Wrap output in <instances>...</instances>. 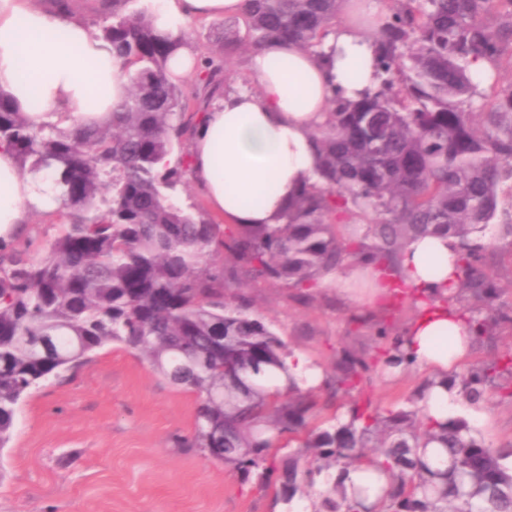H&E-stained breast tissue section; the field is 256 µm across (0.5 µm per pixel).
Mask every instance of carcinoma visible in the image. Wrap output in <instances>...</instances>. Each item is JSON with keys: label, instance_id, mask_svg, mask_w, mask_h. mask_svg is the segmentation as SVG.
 Instances as JSON below:
<instances>
[{"label": "carcinoma", "instance_id": "obj_1", "mask_svg": "<svg viewBox=\"0 0 512 512\" xmlns=\"http://www.w3.org/2000/svg\"><path fill=\"white\" fill-rule=\"evenodd\" d=\"M112 14L95 32L112 47L129 82L111 123L67 131L34 124L0 89V143L21 171L49 169L63 220L41 246L30 236L0 244V447L21 401L50 378L73 373L108 344L148 360L172 385L193 389V434L179 441L240 473L276 500L310 502V512H512V443L489 447L463 417L444 422L420 405L429 379L406 405L381 412L368 399L319 423L311 392L271 386L285 369V341L231 293L247 281L282 285L294 297L341 268L366 260L401 278L412 239L457 242V280L448 285L463 318L492 334L512 317L484 315L499 295L487 272L490 225L512 235V81L480 91L473 66L512 70V0H389L379 46L380 89L356 103L338 96L314 132L321 167L287 205L280 224H218L183 206L189 137L204 113L167 71L189 33L160 34L145 8ZM342 0H245L247 35L224 28L202 58L198 89L217 94L230 57L278 39L317 51ZM351 227L349 234L340 226ZM378 352L344 349L322 385L329 397L370 384L378 366L406 362L397 323L368 312ZM477 403L493 386L512 398V350L440 380ZM292 445L281 457L278 441ZM441 460L428 461L432 443ZM387 478L373 502L347 486L353 470Z\"/></svg>", "mask_w": 512, "mask_h": 512}]
</instances>
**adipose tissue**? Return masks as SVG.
<instances>
[{
  "mask_svg": "<svg viewBox=\"0 0 512 512\" xmlns=\"http://www.w3.org/2000/svg\"><path fill=\"white\" fill-rule=\"evenodd\" d=\"M156 29L176 36L197 19L233 16L243 0H145ZM349 19L336 26L319 53L270 41L251 52L246 69L258 92L225 94L194 131L190 178L210 212L234 224H271L302 186L315 179L320 153L313 132L329 102H357L376 86L375 46L358 14H379L376 0H346ZM0 88L39 123L67 130L73 121L95 126L112 117L128 93V79L108 45L83 20H58L32 0H0ZM46 173H21L15 154L0 145V241L12 242L31 213L55 207ZM456 242L411 240L400 257L407 285L433 306L403 329L414 364L445 376L470 354L477 332L455 306L440 302L455 271Z\"/></svg>",
  "mask_w": 512,
  "mask_h": 512,
  "instance_id": "1",
  "label": "adipose tissue"
}]
</instances>
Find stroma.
Instances as JSON below:
<instances>
[{
	"mask_svg": "<svg viewBox=\"0 0 512 512\" xmlns=\"http://www.w3.org/2000/svg\"><path fill=\"white\" fill-rule=\"evenodd\" d=\"M487 241L490 269L506 285L493 307L512 315V238L494 232ZM247 293L252 314L325 372L337 351L374 343V328L354 330L350 316L360 306L339 281H322L307 302L263 283ZM431 376L418 366L375 375L374 403L383 411L402 405ZM197 405L194 391L172 386L145 359L106 346L21 402L0 448V512H281L274 489L242 485L223 462L176 446L192 434ZM477 414L487 445L512 442V401L487 389L480 407L462 411Z\"/></svg>",
	"mask_w": 512,
	"mask_h": 512,
	"instance_id": "35a3bbf8",
	"label": "stroma"
}]
</instances>
